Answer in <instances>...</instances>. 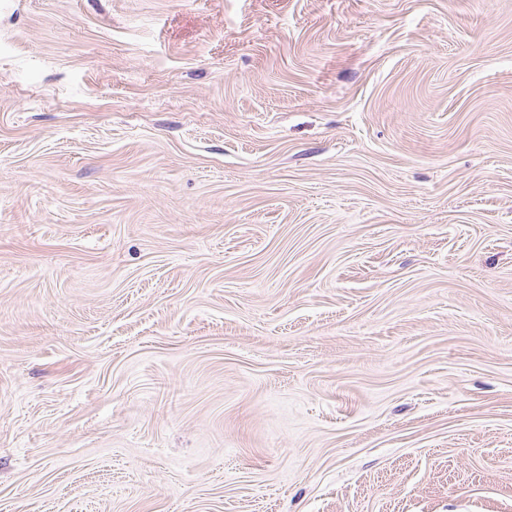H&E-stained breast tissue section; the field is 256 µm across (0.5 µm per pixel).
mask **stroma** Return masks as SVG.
Here are the masks:
<instances>
[{"label":"stroma","instance_id":"obj_1","mask_svg":"<svg viewBox=\"0 0 512 512\" xmlns=\"http://www.w3.org/2000/svg\"><path fill=\"white\" fill-rule=\"evenodd\" d=\"M0 512H512V0H0Z\"/></svg>","mask_w":512,"mask_h":512}]
</instances>
